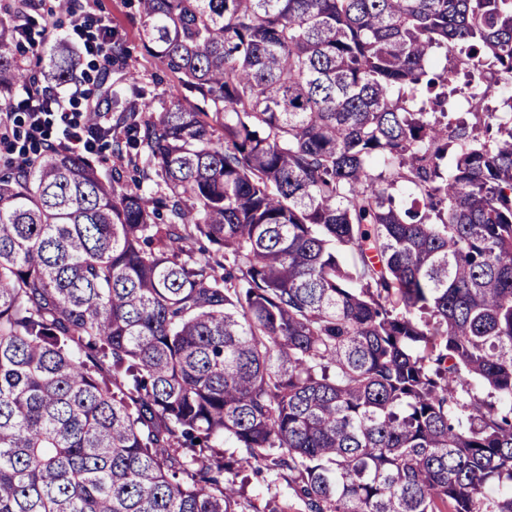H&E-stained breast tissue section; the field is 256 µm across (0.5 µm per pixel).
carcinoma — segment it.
I'll use <instances>...</instances> for the list:
<instances>
[{
	"mask_svg": "<svg viewBox=\"0 0 512 512\" xmlns=\"http://www.w3.org/2000/svg\"><path fill=\"white\" fill-rule=\"evenodd\" d=\"M137 14L176 84L112 27L96 137L138 179L49 140L0 176V512H260L248 469L305 512H512V0ZM16 39L0 112L77 78ZM245 478L244 498L255 501L259 505H264L268 501L282 503L288 499V505L292 509L288 512H305L302 501L297 497L294 491L288 487V472L281 476H270L264 471L261 474L249 470L242 473L237 479V484Z\"/></svg>",
	"mask_w": 512,
	"mask_h": 512,
	"instance_id": "obj_1",
	"label": "carcinoma"
}]
</instances>
